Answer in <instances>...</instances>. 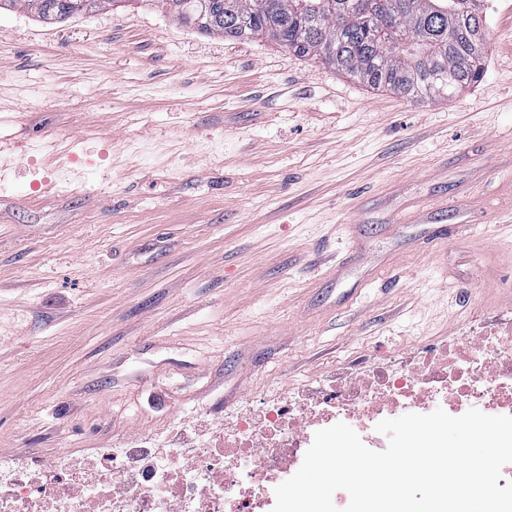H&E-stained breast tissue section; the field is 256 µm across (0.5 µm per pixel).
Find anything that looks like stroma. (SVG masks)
<instances>
[{
  "label": "stroma",
  "instance_id": "stroma-1",
  "mask_svg": "<svg viewBox=\"0 0 512 512\" xmlns=\"http://www.w3.org/2000/svg\"><path fill=\"white\" fill-rule=\"evenodd\" d=\"M482 6L485 74L437 101L141 4L1 11L0 454L193 448L512 329V0Z\"/></svg>",
  "mask_w": 512,
  "mask_h": 512
}]
</instances>
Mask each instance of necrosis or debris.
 <instances>
[{
    "label": "necrosis or debris",
    "mask_w": 512,
    "mask_h": 512,
    "mask_svg": "<svg viewBox=\"0 0 512 512\" xmlns=\"http://www.w3.org/2000/svg\"><path fill=\"white\" fill-rule=\"evenodd\" d=\"M326 403V417L303 431L297 407L270 399L264 425L247 417L232 432L212 430L209 447L184 467L175 464L174 433L164 453L150 442L130 443L99 449L87 463L63 456L51 473L34 459L0 456V512H272L274 491L256 497L246 484L259 473L275 484L290 478L315 433L334 420L351 421L363 443L379 451L384 442L375 427L390 413L440 408L459 416L477 403L512 416V332L479 344L463 340L411 374L384 370L364 384L337 386Z\"/></svg>",
    "instance_id": "necrosis-or-debris-1"
}]
</instances>
